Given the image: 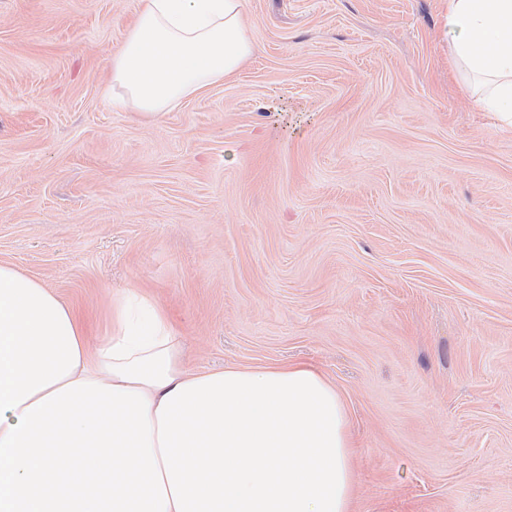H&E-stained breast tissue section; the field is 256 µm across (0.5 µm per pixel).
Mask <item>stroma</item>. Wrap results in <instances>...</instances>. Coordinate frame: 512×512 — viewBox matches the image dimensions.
I'll use <instances>...</instances> for the list:
<instances>
[{
  "label": "stroma",
  "mask_w": 512,
  "mask_h": 512,
  "mask_svg": "<svg viewBox=\"0 0 512 512\" xmlns=\"http://www.w3.org/2000/svg\"><path fill=\"white\" fill-rule=\"evenodd\" d=\"M447 0H244L254 52L155 121L101 87L136 0H0V262L105 335L162 307L192 371L341 395L352 512H512V130Z\"/></svg>",
  "instance_id": "obj_1"
}]
</instances>
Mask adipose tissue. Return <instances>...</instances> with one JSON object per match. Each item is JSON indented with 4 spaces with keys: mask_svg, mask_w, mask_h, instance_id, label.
<instances>
[{
    "mask_svg": "<svg viewBox=\"0 0 512 512\" xmlns=\"http://www.w3.org/2000/svg\"><path fill=\"white\" fill-rule=\"evenodd\" d=\"M442 33L512 128V0H448ZM252 52L243 0H137L102 94L152 119ZM353 448L312 366L188 372L164 311L128 294L93 347L52 290L0 263V512H351Z\"/></svg>",
    "mask_w": 512,
    "mask_h": 512,
    "instance_id": "1",
    "label": "adipose tissue"
}]
</instances>
